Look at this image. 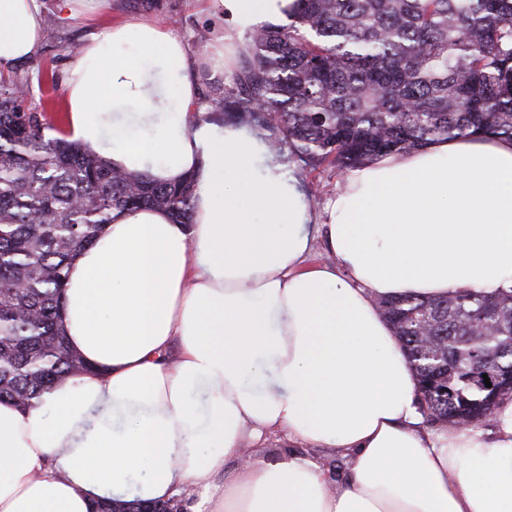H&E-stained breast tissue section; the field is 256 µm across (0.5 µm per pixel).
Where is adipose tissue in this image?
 Wrapping results in <instances>:
<instances>
[{
	"mask_svg": "<svg viewBox=\"0 0 512 512\" xmlns=\"http://www.w3.org/2000/svg\"><path fill=\"white\" fill-rule=\"evenodd\" d=\"M296 0H207L213 74ZM46 0H0V70L41 40ZM198 61L150 20L90 34L64 83L65 136L111 165L195 179L194 220L141 209L72 261L59 323L96 367L32 406L0 403V512H91L191 487L203 512H512V396L489 430L426 424L377 302L512 289V142L439 140L350 172L315 221L258 128L207 118ZM328 262L308 265L316 240ZM280 434L350 454L333 482ZM236 458L225 472L227 458ZM257 448L259 449V454L261 456L267 458H274L281 454H293L299 457L306 458H316L319 462L324 466L327 473L332 479H339L344 476L350 469L352 461L349 456H344L342 454H337L332 449L327 448H309V446L304 445L295 441H288L287 438L283 436H268L265 441H263ZM339 458L341 460V468L336 471V473L332 474L329 471L328 461L330 459Z\"/></svg>",
	"mask_w": 512,
	"mask_h": 512,
	"instance_id": "adipose-tissue-1",
	"label": "adipose tissue"
}]
</instances>
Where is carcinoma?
Returning a JSON list of instances; mask_svg holds the SVG:
<instances>
[{
    "label": "carcinoma",
    "instance_id": "1",
    "mask_svg": "<svg viewBox=\"0 0 512 512\" xmlns=\"http://www.w3.org/2000/svg\"><path fill=\"white\" fill-rule=\"evenodd\" d=\"M285 26L249 36L224 83L223 120L272 132L306 168L345 175L432 141H512V0H296ZM0 402L27 406L93 372L58 324L67 270L101 227L141 208L193 218V182L130 173L51 135L0 78ZM433 423L478 426L512 392V292L379 301ZM492 387H486L485 380ZM113 500L94 512H167Z\"/></svg>",
    "mask_w": 512,
    "mask_h": 512
}]
</instances>
